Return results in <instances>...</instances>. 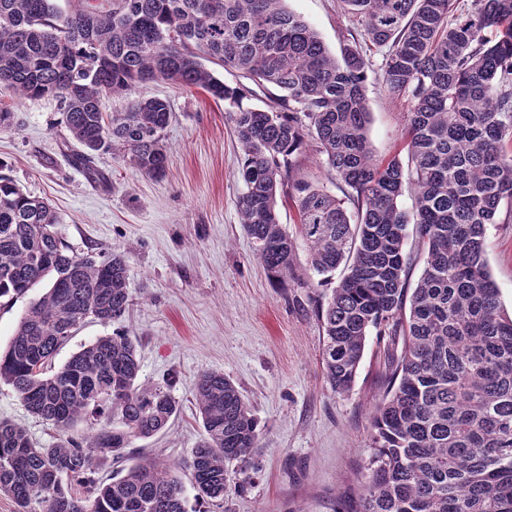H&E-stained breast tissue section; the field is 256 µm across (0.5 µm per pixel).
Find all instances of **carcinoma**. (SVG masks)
Segmentation results:
<instances>
[{
    "label": "carcinoma",
    "mask_w": 512,
    "mask_h": 512,
    "mask_svg": "<svg viewBox=\"0 0 512 512\" xmlns=\"http://www.w3.org/2000/svg\"><path fill=\"white\" fill-rule=\"evenodd\" d=\"M341 2L365 40L347 41L338 61L284 0H82L71 13L56 0H0V85L57 98L80 145L74 162L98 183L107 177L94 161L106 152L144 175L166 172L170 104L136 94L142 86L168 81L224 101L242 147L240 224L269 278L292 273L299 239L318 285L344 269L318 308L331 388L352 389L370 336L402 341L370 419L355 512H512V312L486 258L490 227L512 223V0ZM374 50L388 93L412 103L405 161L375 158L367 136ZM204 59L247 83L224 82ZM255 87L274 89L267 107L243 105ZM107 95L128 97L126 109L102 111ZM309 142L350 189L346 200L291 180ZM287 184L295 237L279 219ZM408 188L411 212L400 204ZM60 223L0 174V300L44 285L0 350V383L58 435L42 445L0 418V494L18 512H187L182 482L159 463L108 483L92 477L96 461L165 429L178 404L168 389L138 384L136 344L119 332L54 368L87 319L109 325L130 306L123 255L73 253ZM195 398L192 483L197 499L219 505L227 484L257 466V421L221 373L198 376ZM90 418L105 424L73 437Z\"/></svg>",
    "instance_id": "1"
}]
</instances>
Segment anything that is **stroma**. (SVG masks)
Listing matches in <instances>:
<instances>
[{
  "mask_svg": "<svg viewBox=\"0 0 512 512\" xmlns=\"http://www.w3.org/2000/svg\"><path fill=\"white\" fill-rule=\"evenodd\" d=\"M339 52L357 23L340 0H286ZM368 137L376 157L404 154L410 102L391 96L381 79V54L368 58ZM146 94L168 99L164 176L139 173L106 153L96 165L108 184L88 179L71 156L78 150L61 121L58 99L20 98L0 91L14 126L0 131V173L60 213L59 231L77 254H123L130 269L132 306L117 322L87 320L59 351L63 364L84 345L114 332L131 336L140 359L139 382L170 383L179 410L168 427L135 440L126 461L103 460L95 476L109 479L125 464L153 459L176 465L188 512H352L372 450L369 419L382 398L388 350L368 341L348 393L334 392L322 373V329L317 305L324 295L298 249L288 282L273 283L255 258L236 201L241 149L223 102L201 90L165 82ZM489 269L505 308H512V224L491 226ZM213 371L229 378L258 421L259 470L228 487L223 507L196 498L188 464L200 437L194 385ZM0 418L49 444L55 432L31 415L12 388L0 384Z\"/></svg>",
  "mask_w": 512,
  "mask_h": 512,
  "instance_id": "1",
  "label": "stroma"
}]
</instances>
